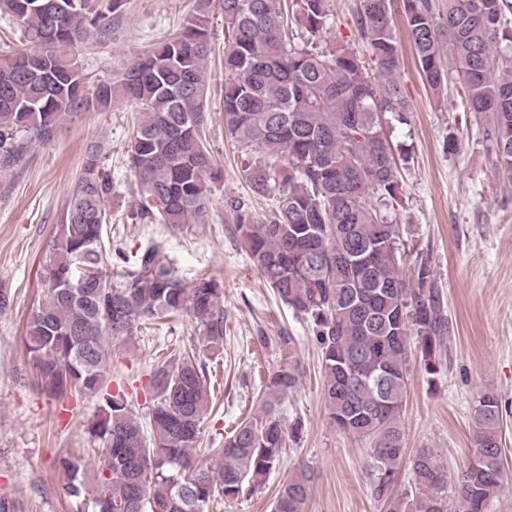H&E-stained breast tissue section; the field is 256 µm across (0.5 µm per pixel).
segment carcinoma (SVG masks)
<instances>
[{
    "mask_svg": "<svg viewBox=\"0 0 512 512\" xmlns=\"http://www.w3.org/2000/svg\"><path fill=\"white\" fill-rule=\"evenodd\" d=\"M402 17L422 76L441 92L454 84L464 111L494 119L499 162L512 173V0H401ZM127 0H0L23 23L32 47L0 54V168L50 139L61 118L106 111L116 95L140 112L127 156L151 224H203L212 185L221 179L206 144V60L210 0H197L182 31L129 66L134 76L88 89L74 50L109 29ZM224 12V129L268 157L243 169L263 217L251 203L226 201L231 238L242 245L279 300L309 321L321 355L322 394L332 423L369 441L374 497L386 512H486L503 487L502 409L492 392L474 406V448L455 504L448 477L430 448H405L402 411L410 340L425 372L439 373L450 332L429 257L406 274L401 227L382 207L398 198L399 170L381 113L404 120L408 105L395 75L402 54L392 0H357L354 23L379 75L343 46L314 43L330 27L327 0H221ZM112 178L97 147L70 196L46 267L44 299L26 321V353L37 384L51 395L98 399L87 426L98 464L87 480L80 454L58 459L67 490L92 512H209L217 498L249 496L280 464L290 433L278 407L300 383L295 337L280 330L281 362L268 372L258 408L240 421L217 467L196 460L210 381L205 358L224 350V289L205 276L186 285L155 243L136 269L112 285L104 271L105 202ZM186 313L203 328L198 350L149 373V429L132 396L110 389L111 342L148 321ZM407 465L411 490L394 492ZM312 476L300 468L280 484L272 512H303Z\"/></svg>",
    "mask_w": 512,
    "mask_h": 512,
    "instance_id": "obj_1",
    "label": "carcinoma"
}]
</instances>
